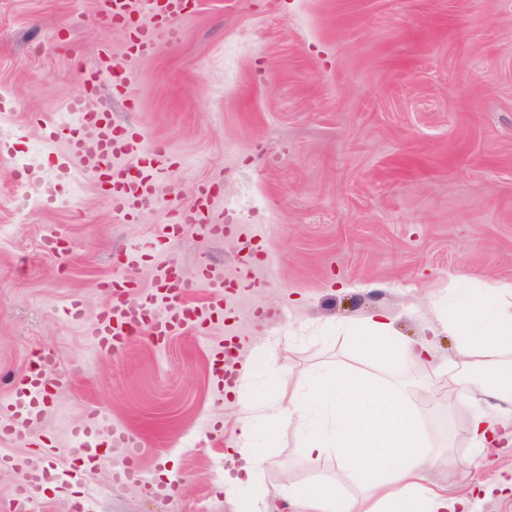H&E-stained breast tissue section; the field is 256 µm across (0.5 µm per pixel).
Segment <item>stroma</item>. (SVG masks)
<instances>
[{
	"label": "stroma",
	"mask_w": 512,
	"mask_h": 512,
	"mask_svg": "<svg viewBox=\"0 0 512 512\" xmlns=\"http://www.w3.org/2000/svg\"><path fill=\"white\" fill-rule=\"evenodd\" d=\"M178 26V41L141 59L134 107L114 99L108 78L89 98L146 143L189 158L170 177V204L125 222L75 166L58 200L20 212L17 184L39 191L68 159L43 124L82 91L79 67L124 60L126 34L104 24L96 0H0V125L13 132L0 142V395L40 349L66 377L15 453L36 461L49 443L67 455L96 411L142 436V467L180 487L173 502L135 486L113 492L111 448L95 476L96 512H237L240 493L224 475L236 469L242 398L210 373L229 325L271 340L280 365L259 373L251 396L287 402L312 373L336 369L393 385L433 440L427 481L457 495L483 485L475 512H512V447L474 464L446 373L350 339L383 316L447 361L449 286L512 282V0H198ZM24 151L19 175L12 158ZM205 181L219 187L215 213L228 196L244 204L240 231L214 239L188 225L175 245L160 243L173 208ZM51 227L64 230L67 266L41 246ZM127 249L188 276L223 266L234 291L224 317L161 347L139 336L124 354H94L85 328ZM75 298L79 322L62 314ZM206 419L223 422V435L200 433ZM264 453L259 489L275 505L308 482L364 493L335 456L311 465L295 425H278Z\"/></svg>",
	"instance_id": "stroma-1"
}]
</instances>
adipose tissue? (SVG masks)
<instances>
[{
	"instance_id": "1",
	"label": "adipose tissue",
	"mask_w": 512,
	"mask_h": 512,
	"mask_svg": "<svg viewBox=\"0 0 512 512\" xmlns=\"http://www.w3.org/2000/svg\"><path fill=\"white\" fill-rule=\"evenodd\" d=\"M447 319L460 356L449 379L482 454L512 439V282L464 290ZM352 340L363 348L381 347L398 362H433L428 342H404L383 318L354 327ZM284 416L297 423L311 463L335 454L366 487L358 499L337 497L317 482L293 487L289 505L312 512H391L397 500L403 512H474L470 498L426 484L425 473L434 462L432 441L393 388L341 370L314 375L289 405L264 398L244 406L235 442L242 463L234 485L252 486L265 462L257 425Z\"/></svg>"
}]
</instances>
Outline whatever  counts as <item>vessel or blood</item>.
<instances>
[{
    "mask_svg": "<svg viewBox=\"0 0 512 512\" xmlns=\"http://www.w3.org/2000/svg\"><path fill=\"white\" fill-rule=\"evenodd\" d=\"M187 7V0H100L101 18L127 32L125 81L134 79L136 62L153 54L159 39L176 38L177 23ZM144 10L154 18V25H136V18ZM99 74L96 68L84 70V92L97 83ZM84 92L66 105L67 111L77 115V123L52 122L44 128L46 137L67 142L70 161L94 179L110 198L114 213L125 222L136 221L143 211L164 206L157 186L167 178L172 166L170 152L161 146L143 144L138 131L116 123L109 112L90 109ZM193 196V202L175 211L172 223L162 225V240L178 238L185 224L198 226L210 237L232 232V225L211 214L214 194L208 184H198ZM121 257L127 273L105 285L108 302L88 326L97 352L120 354L138 335L150 336L155 346H162L190 326L208 328L212 317L222 313L230 301L223 269L205 266L191 280L173 263L156 260L151 265L155 286L142 291L133 272L144 262V255L125 251ZM199 288L206 289L207 298L196 305L190 297ZM135 291L140 294L136 300L131 297ZM60 382L58 358L52 352L42 351L15 380L9 395L0 399V471H13L21 476L10 498L0 503V512H33L51 489L78 488L86 494L92 488L96 465L103 454L96 438L97 428L103 425L100 415H92L85 428L75 435L67 465L39 467L9 451L10 446L30 440L32 425L42 418L51 389ZM109 433L113 447L126 451L112 472L114 484L135 483L149 497L174 500L177 483L145 475L141 470V437L121 424L113 425Z\"/></svg>",
    "mask_w": 512,
    "mask_h": 512,
    "instance_id": "b4317fda",
    "label": "vessel or blood"
}]
</instances>
